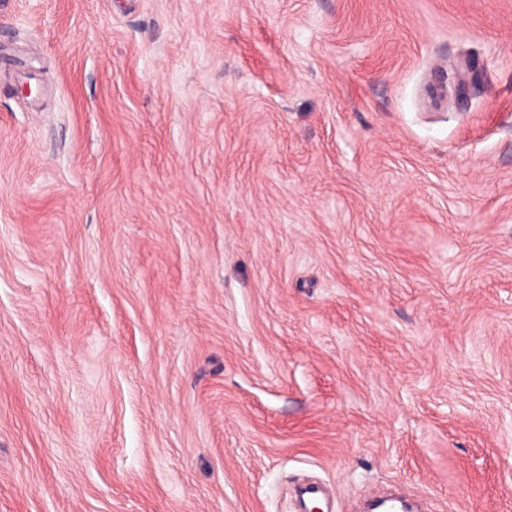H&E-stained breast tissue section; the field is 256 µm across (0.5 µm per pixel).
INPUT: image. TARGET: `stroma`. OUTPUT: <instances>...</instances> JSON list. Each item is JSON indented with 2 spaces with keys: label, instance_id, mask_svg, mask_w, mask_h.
Listing matches in <instances>:
<instances>
[{
  "label": "stroma",
  "instance_id": "1",
  "mask_svg": "<svg viewBox=\"0 0 512 512\" xmlns=\"http://www.w3.org/2000/svg\"><path fill=\"white\" fill-rule=\"evenodd\" d=\"M301 480L512 512V0H0V512Z\"/></svg>",
  "mask_w": 512,
  "mask_h": 512
}]
</instances>
